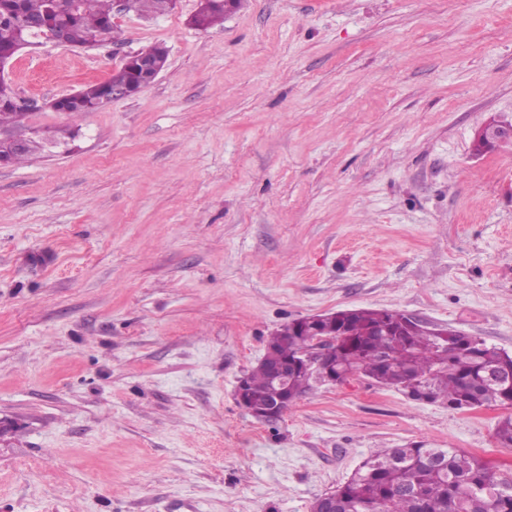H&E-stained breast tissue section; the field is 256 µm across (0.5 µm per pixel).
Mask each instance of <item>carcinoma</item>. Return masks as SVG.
I'll return each mask as SVG.
<instances>
[{"instance_id":"obj_1","label":"carcinoma","mask_w":512,"mask_h":512,"mask_svg":"<svg viewBox=\"0 0 512 512\" xmlns=\"http://www.w3.org/2000/svg\"><path fill=\"white\" fill-rule=\"evenodd\" d=\"M138 12L159 17L173 10L172 0H131ZM113 0H0V51L18 44L36 43L40 33L60 29L65 43L92 48L118 41L113 22ZM224 3L200 4L192 24L207 29L224 20ZM106 83L139 84V76L121 66ZM102 83L83 87L75 95L44 102L76 119L104 106ZM38 107L33 100L17 97L11 84H0V127L17 122L20 115ZM43 143L30 139L20 151L3 150L6 163L17 164L41 150ZM404 313L384 309H347L317 328L360 339L356 349L336 346L333 371L336 382L351 375L369 379L379 387L407 390L423 388L430 401L446 402L453 409L472 410L503 401L512 394L507 385L512 374V355L472 336L448 340L431 334L423 325L401 327ZM304 319L289 323L271 336L265 357L246 374L245 401L255 413L278 403L280 393L271 381V368L283 359L306 351L313 336ZM495 369L500 378L487 380L484 372ZM317 390L304 372L288 376V397L300 399ZM341 512H512V474L497 473L481 458L454 448H383L369 457L353 477L338 489Z\"/></svg>"}]
</instances>
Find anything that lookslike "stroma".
Returning <instances> with one entry per match:
<instances>
[{
	"label": "stroma",
	"instance_id": "obj_1",
	"mask_svg": "<svg viewBox=\"0 0 512 512\" xmlns=\"http://www.w3.org/2000/svg\"><path fill=\"white\" fill-rule=\"evenodd\" d=\"M199 0L5 67L41 102L0 166V512H311L381 448L512 471L508 410L354 377L276 423L235 398L272 334L399 311L512 354V0ZM155 44L165 70L76 121L46 101ZM202 1H209V3L203 4ZM218 1H224V3ZM231 3L232 0H201L200 8L192 18V24L198 29L205 30L223 21L224 14ZM475 141L483 144L481 154L488 152L494 147H498L500 143L510 141L512 143V125L501 123L486 124L476 135ZM7 139L9 140L12 148L15 151H10V150H6V149H4L3 151H0L1 155L2 154L7 155V160H6L5 165L21 163L22 161H25L28 158V156L41 150L44 147L42 142L35 140V139H29L27 142V138H25L22 135L10 136ZM26 143H27V145H26ZM17 150H21V151H17Z\"/></svg>",
	"mask_w": 512,
	"mask_h": 512
}]
</instances>
